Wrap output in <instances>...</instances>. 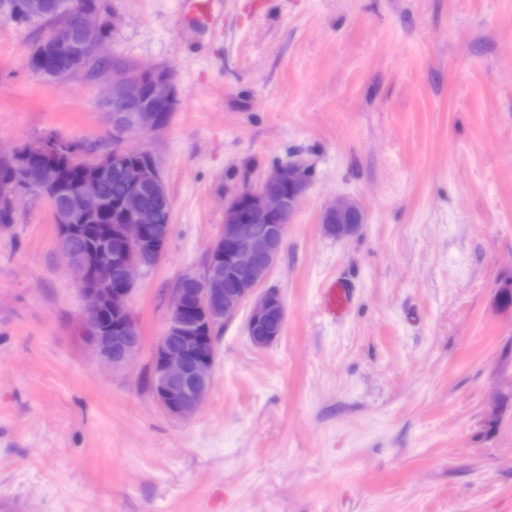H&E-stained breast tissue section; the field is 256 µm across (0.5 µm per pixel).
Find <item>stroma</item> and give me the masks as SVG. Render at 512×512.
Instances as JSON below:
<instances>
[{
	"mask_svg": "<svg viewBox=\"0 0 512 512\" xmlns=\"http://www.w3.org/2000/svg\"><path fill=\"white\" fill-rule=\"evenodd\" d=\"M106 0L104 52L170 72L163 259L128 307L142 348L99 363L48 203L0 224V512H512V0ZM44 34L0 21V151L48 134L106 151L105 86L27 66ZM309 186L266 285L280 337L223 324L197 413L167 414L153 348L224 203L275 165ZM359 231L326 236L337 199ZM350 286L342 316L319 289ZM336 219V224H333ZM363 223V213L360 207L352 201H339L328 205L322 212L321 226L326 235L333 233L336 238L348 237L355 234Z\"/></svg>",
	"mask_w": 512,
	"mask_h": 512,
	"instance_id": "stroma-1",
	"label": "stroma"
}]
</instances>
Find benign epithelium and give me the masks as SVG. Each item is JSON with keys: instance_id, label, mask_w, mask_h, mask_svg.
<instances>
[{"instance_id": "obj_1", "label": "benign epithelium", "mask_w": 512, "mask_h": 512, "mask_svg": "<svg viewBox=\"0 0 512 512\" xmlns=\"http://www.w3.org/2000/svg\"><path fill=\"white\" fill-rule=\"evenodd\" d=\"M106 15L101 8L78 11L68 33H49L41 43V53L63 58L72 68L99 59ZM149 74L155 81L151 101L142 99L140 78ZM105 100L112 128L120 138L131 131L157 130V112L175 99V88L163 69H140L134 73L109 74ZM130 151L120 144L114 153L93 164L78 197L68 206L53 210L57 224V248L80 277V288L88 301L82 325L87 341L99 358L121 368L127 365L141 344L140 331L133 320L128 300L135 288V273L155 267L165 254L171 231L151 229L140 223L139 199L131 195L125 208L131 216L116 233L117 242L106 238L97 247L76 253L71 235L75 221L104 208L98 185L102 175L122 165ZM135 178L166 190L158 163L139 169ZM309 184L307 171L295 163L274 166L256 187L235 193L224 206V236L211 248L203 272H188L183 282L195 287L177 288L169 304L166 329L153 359L152 387L155 399L171 416L186 417L196 411L210 387L216 358L213 336L220 321L233 318L247 302H252L246 332L256 347H266L281 334L285 322L283 303L273 288H262L282 252L291 219ZM288 188L283 197L280 188ZM64 183L48 172L18 173L0 184V195L15 200L34 193L51 201L63 194ZM276 223H270V220ZM266 225H261V222ZM363 223L360 207L352 201L328 205L322 212L325 234L336 237L355 234ZM234 276L235 286L225 287V278Z\"/></svg>"}]
</instances>
